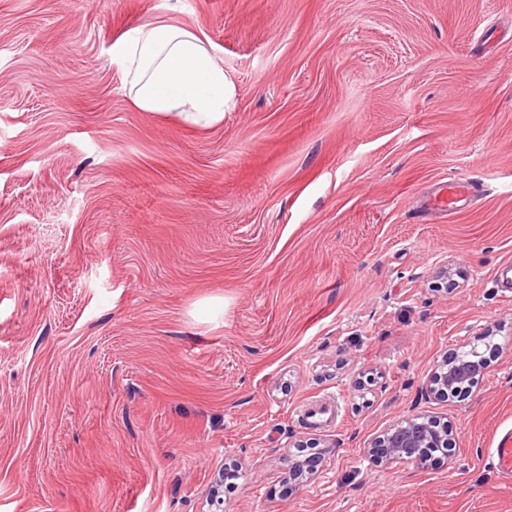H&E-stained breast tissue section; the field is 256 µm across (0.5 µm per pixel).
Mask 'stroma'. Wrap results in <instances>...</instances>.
<instances>
[{"label":"stroma","mask_w":512,"mask_h":512,"mask_svg":"<svg viewBox=\"0 0 512 512\" xmlns=\"http://www.w3.org/2000/svg\"><path fill=\"white\" fill-rule=\"evenodd\" d=\"M164 19L222 121L133 106L112 44ZM508 261L512 0H0V512H208L228 464L224 512H512ZM417 414L454 459L373 464ZM490 337V334L484 333L475 339L476 342H484L485 351L479 349L478 343L471 342L465 354L456 351L450 357H445L430 377L428 392L434 398L446 397L448 400L467 393L475 380L483 376L490 366L487 349H497V344L485 342ZM489 465L505 480H512V434L507 433L497 448H489ZM238 473L234 469H230L226 474H224L223 468L219 469L217 475L214 479V485H212V490L209 499V505L215 510H209L214 512H223L224 511V500H223V482L225 484L231 485L234 484L233 481L237 480ZM222 484V485H221Z\"/></svg>","instance_id":"35a3bbf8"}]
</instances>
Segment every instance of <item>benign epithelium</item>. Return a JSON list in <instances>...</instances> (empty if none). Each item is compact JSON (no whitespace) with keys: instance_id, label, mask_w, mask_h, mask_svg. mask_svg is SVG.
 <instances>
[{"instance_id":"7a95c632","label":"benign epithelium","mask_w":512,"mask_h":512,"mask_svg":"<svg viewBox=\"0 0 512 512\" xmlns=\"http://www.w3.org/2000/svg\"><path fill=\"white\" fill-rule=\"evenodd\" d=\"M487 333L477 336V342L469 343V349L462 353L456 351L444 358L430 377L428 392L435 398L448 399L458 397L483 376L489 367V357L479 349V342L485 348L496 349V345L487 342ZM455 447L453 429L450 426L438 427L429 417H406L384 433L376 437L371 444V457L379 465L394 463H419L428 457L426 449L442 448L452 453ZM224 470L220 469L214 479L209 505L214 512H224L223 500Z\"/></svg>"}]
</instances>
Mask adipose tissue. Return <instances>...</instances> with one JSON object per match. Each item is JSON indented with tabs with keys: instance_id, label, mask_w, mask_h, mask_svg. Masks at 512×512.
<instances>
[{
	"instance_id": "adipose-tissue-1",
	"label": "adipose tissue",
	"mask_w": 512,
	"mask_h": 512,
	"mask_svg": "<svg viewBox=\"0 0 512 512\" xmlns=\"http://www.w3.org/2000/svg\"><path fill=\"white\" fill-rule=\"evenodd\" d=\"M112 63L143 112L212 124L223 119L235 96L214 48L173 21L126 30L112 44Z\"/></svg>"
}]
</instances>
